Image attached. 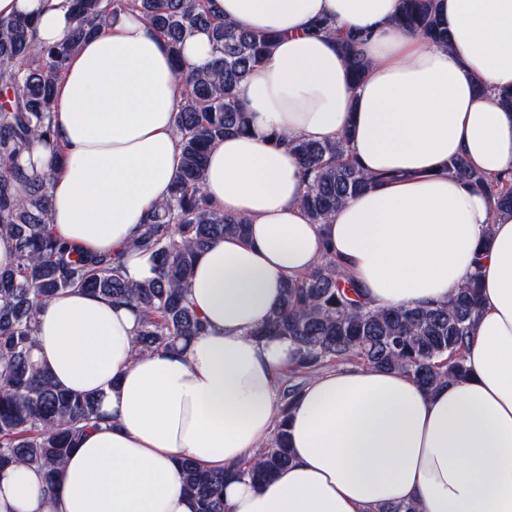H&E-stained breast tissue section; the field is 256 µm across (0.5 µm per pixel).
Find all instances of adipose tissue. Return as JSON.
<instances>
[{"label": "adipose tissue", "instance_id": "obj_1", "mask_svg": "<svg viewBox=\"0 0 512 512\" xmlns=\"http://www.w3.org/2000/svg\"><path fill=\"white\" fill-rule=\"evenodd\" d=\"M400 0H212L225 21L277 41L238 86L245 133L209 151L201 191L247 233L199 254L187 285L207 321L187 344L138 355L140 317L71 290L35 324L33 357L52 380L100 398L101 421L73 448L52 501L37 470H0V512H196L179 463L232 471L286 420L292 460L269 484L231 480L228 512H512V214L443 168L455 156L489 177L512 171V0H437L451 33L440 46L394 23ZM34 17L36 43L73 20L64 0H0V18ZM325 19L363 36L369 61L352 82ZM184 86L168 45L139 12L112 16L67 61L52 110L50 219L84 250L119 252L133 281L153 277L134 249L181 164L175 117ZM349 134L377 181L315 224L302 207L304 169L287 139ZM373 307L436 306L478 273L482 309L468 374L428 392L411 377L343 366L310 378L288 416L278 379L297 353L283 336L253 337L284 285L326 255Z\"/></svg>", "mask_w": 512, "mask_h": 512}]
</instances>
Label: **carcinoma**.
<instances>
[{
	"label": "carcinoma",
	"mask_w": 512,
	"mask_h": 512,
	"mask_svg": "<svg viewBox=\"0 0 512 512\" xmlns=\"http://www.w3.org/2000/svg\"><path fill=\"white\" fill-rule=\"evenodd\" d=\"M74 25L59 41H33L34 21L0 20V234L14 242V260L0 267V468L23 465L43 474L52 497L59 475L79 437L101 419L99 400L56 386L33 361L34 329L41 306L69 289L120 301L139 312L135 351L172 346L205 329L185 294L197 256L226 235H244L247 220L227 217L201 194L206 150L226 134L248 129L249 115L238 84L272 52L276 35L216 20L207 0H69ZM134 9L166 37L172 58L192 33L208 31L214 55L185 77L184 103L176 131L182 149L178 180L156 206L134 247L151 253L156 276L131 283L122 255L87 253L54 237L49 224L50 171L21 165L36 142L53 147L51 109L55 83L78 45L109 14ZM395 25L448 45L451 35L435 0H400ZM362 37L346 33L340 49L353 82L368 61ZM348 134L315 143L290 140L306 176L302 205L315 224H326L336 207L368 188L373 177L348 153ZM448 174L483 191L494 208L512 212V173L492 181L462 156L448 160ZM346 271L331 256L285 286L283 301L253 335L285 336L297 349L292 372L310 373L330 364L357 363L395 370L433 390L466 375L463 351L479 312L477 276L438 306L371 309ZM290 462L286 419L255 460L232 473L210 471L184 459L182 488L197 512H226L224 483L234 477L261 484Z\"/></svg>",
	"instance_id": "cac0c4a2"
}]
</instances>
